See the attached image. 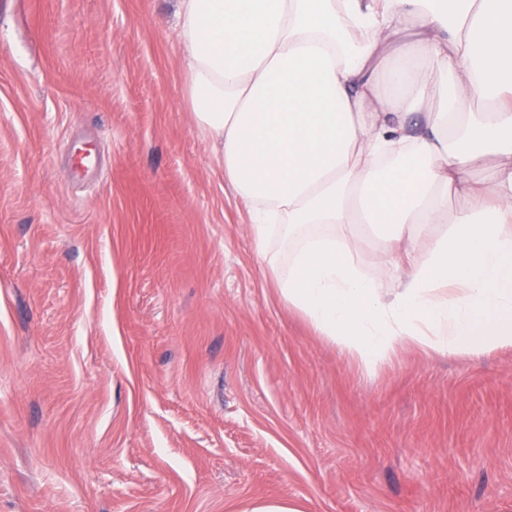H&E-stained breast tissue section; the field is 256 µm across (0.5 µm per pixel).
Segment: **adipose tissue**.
Segmentation results:
<instances>
[{
  "label": "adipose tissue",
  "instance_id": "1",
  "mask_svg": "<svg viewBox=\"0 0 512 512\" xmlns=\"http://www.w3.org/2000/svg\"><path fill=\"white\" fill-rule=\"evenodd\" d=\"M178 14L195 121L253 239L292 249L271 265L284 301L366 370L409 344L512 348V0H178ZM471 98L484 109L461 111ZM490 158L492 183L474 186ZM365 229L407 241L381 258L405 268L400 288L365 275Z\"/></svg>",
  "mask_w": 512,
  "mask_h": 512
}]
</instances>
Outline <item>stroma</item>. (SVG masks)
Listing matches in <instances>:
<instances>
[{"instance_id":"stroma-1","label":"stroma","mask_w":512,"mask_h":512,"mask_svg":"<svg viewBox=\"0 0 512 512\" xmlns=\"http://www.w3.org/2000/svg\"><path fill=\"white\" fill-rule=\"evenodd\" d=\"M185 57L175 0H0V512H512V349L320 336Z\"/></svg>"}]
</instances>
